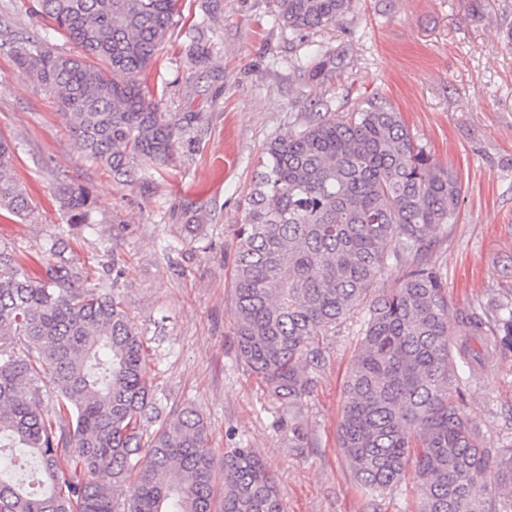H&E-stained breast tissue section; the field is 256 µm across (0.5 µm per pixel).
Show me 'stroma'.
<instances>
[{"mask_svg":"<svg viewBox=\"0 0 512 512\" xmlns=\"http://www.w3.org/2000/svg\"><path fill=\"white\" fill-rule=\"evenodd\" d=\"M177 10L140 81L162 111L205 120L180 143L174 166L132 184L77 150L53 95L0 45V137L14 146L12 176L34 205L23 219L0 211V249L40 277L58 245L82 287L113 290L147 342L164 414L198 409L217 453L253 448L284 512H415L410 483L365 495L338 446L361 315L322 337L312 391L293 409L302 445L292 447L287 418L237 356L234 227L267 142L304 123L307 99L348 112L376 94L464 184L456 221L436 234L431 254L450 313L512 306V0H359L336 26L307 34L275 21L272 0H220L210 17L202 0H178ZM198 22L212 51L204 69L187 60ZM4 34L77 51L39 0H0ZM312 42L343 59L319 85L297 69ZM64 185L87 195L84 222L72 221ZM482 368L462 391L463 407L487 447L512 448V353H483Z\"/></svg>","mask_w":512,"mask_h":512,"instance_id":"1","label":"stroma"}]
</instances>
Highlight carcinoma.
<instances>
[{
    "instance_id": "1",
    "label": "carcinoma",
    "mask_w": 512,
    "mask_h": 512,
    "mask_svg": "<svg viewBox=\"0 0 512 512\" xmlns=\"http://www.w3.org/2000/svg\"><path fill=\"white\" fill-rule=\"evenodd\" d=\"M178 0H40L42 13L78 47L43 39L12 46L17 70L57 100L77 148L131 184L176 160L201 112L160 109L139 83L166 41ZM297 32L353 12L357 0H272ZM191 60L206 67L197 41ZM315 82L336 74L337 55L305 54ZM298 129L268 142L232 274L239 359L268 399L288 411L311 392L321 364L316 338L366 312L346 382L338 444L372 498L412 476L417 512H512V448L492 451L461 405L470 349H452L448 292L430 264L434 234L455 222L458 176L419 145L401 113L370 95L338 115L320 100ZM14 150L0 139V210L32 211L13 179ZM72 217L87 197L63 190ZM57 256L41 278L0 251V454L20 450L33 467L0 465V512H283L274 476L250 448L216 461L202 415L186 407L152 428L157 413L148 346L118 298L78 284ZM400 280L381 287L391 264ZM459 331L512 351V309L490 323L460 314ZM28 342L14 351V339ZM56 395L42 409L41 382Z\"/></svg>"
}]
</instances>
